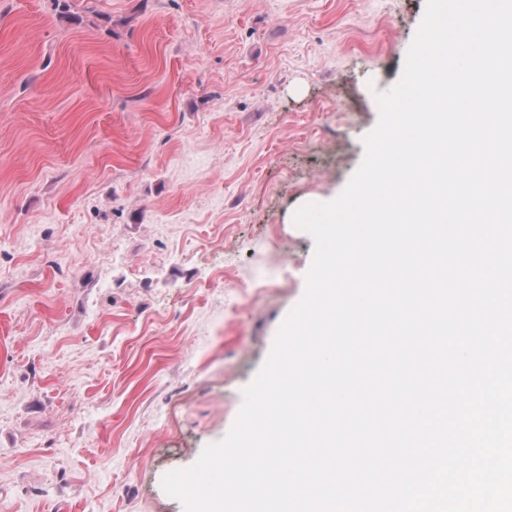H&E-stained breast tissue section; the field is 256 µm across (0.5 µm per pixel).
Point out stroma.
Here are the masks:
<instances>
[{
    "mask_svg": "<svg viewBox=\"0 0 512 512\" xmlns=\"http://www.w3.org/2000/svg\"><path fill=\"white\" fill-rule=\"evenodd\" d=\"M0 0V512H185L426 0Z\"/></svg>",
    "mask_w": 512,
    "mask_h": 512,
    "instance_id": "35a3bbf8",
    "label": "stroma"
}]
</instances>
